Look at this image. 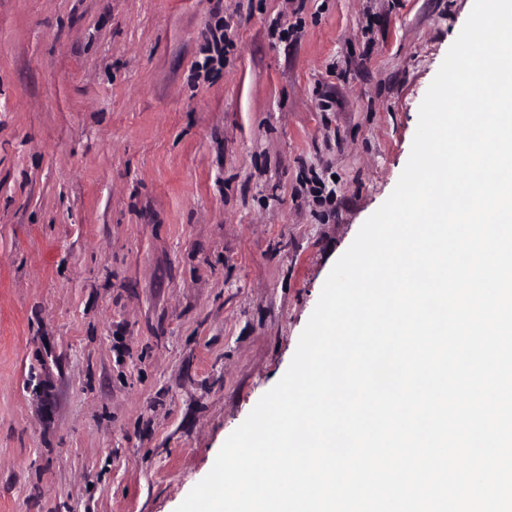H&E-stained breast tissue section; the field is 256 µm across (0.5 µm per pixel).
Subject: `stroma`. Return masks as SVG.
Returning <instances> with one entry per match:
<instances>
[{"label":"stroma","instance_id":"obj_1","mask_svg":"<svg viewBox=\"0 0 512 512\" xmlns=\"http://www.w3.org/2000/svg\"><path fill=\"white\" fill-rule=\"evenodd\" d=\"M473 3L0 0V512H175L394 190Z\"/></svg>","mask_w":512,"mask_h":512}]
</instances>
